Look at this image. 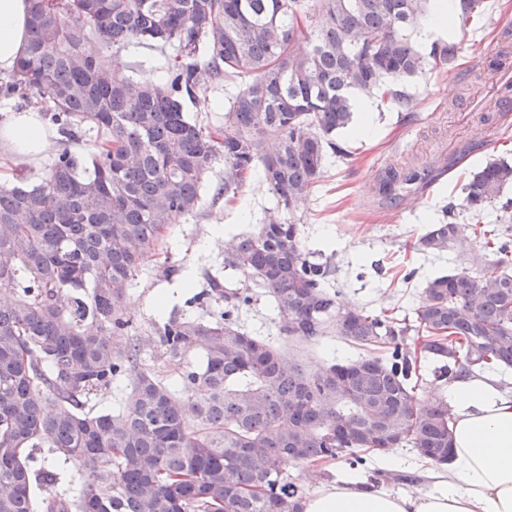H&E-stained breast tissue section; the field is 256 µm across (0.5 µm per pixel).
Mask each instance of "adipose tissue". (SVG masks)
Masks as SVG:
<instances>
[{
  "mask_svg": "<svg viewBox=\"0 0 512 512\" xmlns=\"http://www.w3.org/2000/svg\"><path fill=\"white\" fill-rule=\"evenodd\" d=\"M28 0H0V74L15 70L27 44ZM7 152L0 167L47 153L53 135L40 112L28 108L0 124ZM455 421L452 459L432 473L430 487L370 489L348 474L310 494L305 512H512V394L493 375L443 387Z\"/></svg>",
  "mask_w": 512,
  "mask_h": 512,
  "instance_id": "ef3b65f1",
  "label": "adipose tissue"
}]
</instances>
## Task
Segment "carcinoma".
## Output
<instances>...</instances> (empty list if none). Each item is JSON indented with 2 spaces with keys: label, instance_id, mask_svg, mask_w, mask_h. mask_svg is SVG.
<instances>
[{
  "label": "carcinoma",
  "instance_id": "carcinoma-1",
  "mask_svg": "<svg viewBox=\"0 0 512 512\" xmlns=\"http://www.w3.org/2000/svg\"><path fill=\"white\" fill-rule=\"evenodd\" d=\"M429 0H30L29 42L4 94L44 103L66 142L87 125L94 140L64 147L36 184L0 187V512H304L305 496L280 461L343 459L413 448L434 465L451 460L453 413L445 396L421 399L420 363L439 377L512 369V232L493 241L476 224L430 225L414 247L446 252L469 235L490 247L475 267L422 288L414 318L345 308L329 289L335 271L310 261L299 225L270 214L236 236L224 268L197 300L225 303L207 321L172 317L154 329L169 361L200 346L203 366L173 387L142 360L125 316L127 289L146 254L192 213L211 165L224 160V194L257 173L289 208L321 177L333 135L354 115L351 91H379L390 106L403 83L451 65L453 38L424 48L411 32ZM481 0H457L454 24ZM305 38L309 50L294 43ZM97 40L101 51L87 50ZM170 46L155 81L112 68L106 52ZM237 81L224 131L209 132L183 101L214 79ZM417 173L388 170L390 191ZM512 185V163L493 159L463 186L476 217ZM264 289L280 332L310 342L336 335L382 354L306 372L260 336L238 310ZM412 334V343L405 336ZM127 381L115 411L89 408ZM47 449L60 465L37 463ZM83 473L65 484L63 466Z\"/></svg>",
  "mask_w": 512,
  "mask_h": 512
}]
</instances>
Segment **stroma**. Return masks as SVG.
Returning <instances> with one entry per match:
<instances>
[{
  "instance_id": "stroma-1",
  "label": "stroma",
  "mask_w": 512,
  "mask_h": 512,
  "mask_svg": "<svg viewBox=\"0 0 512 512\" xmlns=\"http://www.w3.org/2000/svg\"><path fill=\"white\" fill-rule=\"evenodd\" d=\"M485 4L459 40L454 68L410 80L406 107L381 104L369 118L355 113L352 128L339 135L348 157L331 158L302 202L285 215L298 224L309 259L334 266L331 285L342 304L385 311L400 319L412 316L427 278L471 265L484 254L476 240L440 254L420 253L413 244L442 206L460 201L471 171L492 159L512 161V112L495 111L487 93L491 64L500 53H512V0H485ZM172 55L169 48L138 45L111 61L136 77L153 79ZM235 91V86L211 81L196 99L185 100L184 110L205 126H223L224 113L214 109L213 102L228 99ZM413 168L434 169L441 176L426 187L418 182L400 184L393 195L382 193L388 170ZM223 185L224 165L217 162L207 174L196 211L173 226L163 254L146 257L128 288L126 314L140 335H152L155 324L168 315L208 319L223 312V302L202 307L191 301L205 288L207 274H222L234 285L241 279L239 273L225 269L224 241L213 237V225H224L230 234H250L275 208V199L260 177L247 180L229 200ZM205 239L209 247L200 248ZM409 268L416 275L407 281L403 274ZM162 293L167 294L168 305L159 313L154 300ZM238 323L245 331L266 337L309 372L362 354L332 329L311 342L286 339L279 330L275 304L263 293L240 310ZM366 458L365 467L358 470L362 479L386 468L399 476L400 487L424 491L429 486L432 466L412 449L396 448L386 455L370 452Z\"/></svg>"
}]
</instances>
